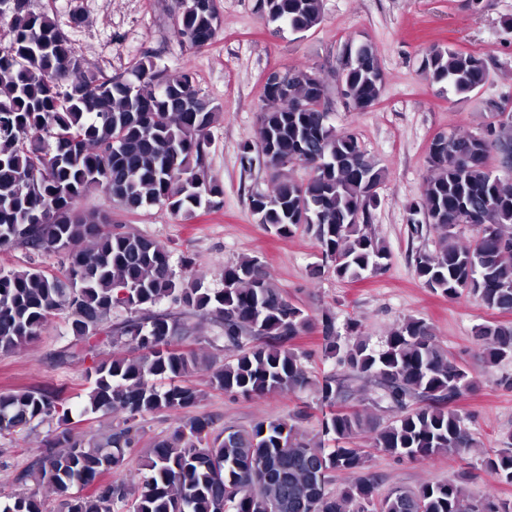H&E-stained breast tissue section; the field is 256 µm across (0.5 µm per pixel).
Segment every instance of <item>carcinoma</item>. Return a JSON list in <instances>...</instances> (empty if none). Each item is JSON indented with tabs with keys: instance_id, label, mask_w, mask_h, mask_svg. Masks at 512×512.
Segmentation results:
<instances>
[{
	"instance_id": "cac0c4a2",
	"label": "carcinoma",
	"mask_w": 512,
	"mask_h": 512,
	"mask_svg": "<svg viewBox=\"0 0 512 512\" xmlns=\"http://www.w3.org/2000/svg\"><path fill=\"white\" fill-rule=\"evenodd\" d=\"M175 2L180 37L194 48L211 44L215 0L203 7L198 0ZM259 10L295 32L322 21V0H259ZM4 14L11 38L0 47V251L21 245L62 260L56 272L36 262L0 271V352L35 340L63 311L70 348H131L86 370L85 411L122 416L100 441L68 426L62 387L0 393V434L48 419L60 426L21 481L32 478L62 492L93 487L64 499L61 512H512L495 494L476 498L457 481L396 488L378 499L376 484L364 474L369 453L360 439L402 460L477 447L451 407L474 381L436 343L427 323L407 317L375 349L359 321L350 322V340L343 341L326 318V350L349 376L320 383L290 345L311 317L258 259L224 267V287L208 288L194 277L188 258L179 260L178 274L163 243L79 210L94 188L128 212L158 205L190 215L221 204L224 187L204 176L207 133L221 109L199 94L192 72L171 74L148 59L130 78L89 74L54 20L31 12L28 0H7ZM344 48V95L363 112L382 98L385 76L371 45L350 40ZM422 72L463 97L489 75L483 57L453 47L433 48ZM286 74L288 90L265 86L256 141L242 146V168L257 159L274 181L273 191L250 193V211L282 237L302 226L313 229L338 279L379 271L390 253L369 226L384 171L353 134L328 122L327 89L313 69ZM494 153L512 165V110L502 105L494 106L481 133L449 135L429 147L431 175L421 201L410 206L409 222L417 231L416 215H423L439 232V245L416 256L414 271L425 287L450 300L472 294L489 310L512 312V182L493 175ZM297 164L311 170L307 180L290 175ZM461 224L484 235L462 245L454 232ZM165 301L177 311L158 309ZM115 310L126 311V318L111 322ZM193 318L216 324L211 341L233 348L230 359L217 366L176 347L197 333ZM475 336L487 364L512 358V327L487 322ZM203 367L214 390L251 397L313 388L328 406L355 397L347 380L368 377L398 415L381 426L357 410L334 411L316 439L301 433L292 417L226 428L213 437L210 418L181 416L206 397L192 380ZM159 411L174 417V427L152 441L135 482L102 479L135 451L137 418ZM485 466L498 482L512 484V442L486 457ZM338 473L356 478L336 493L330 485ZM0 512L45 509L19 491L0 503Z\"/></svg>"
}]
</instances>
